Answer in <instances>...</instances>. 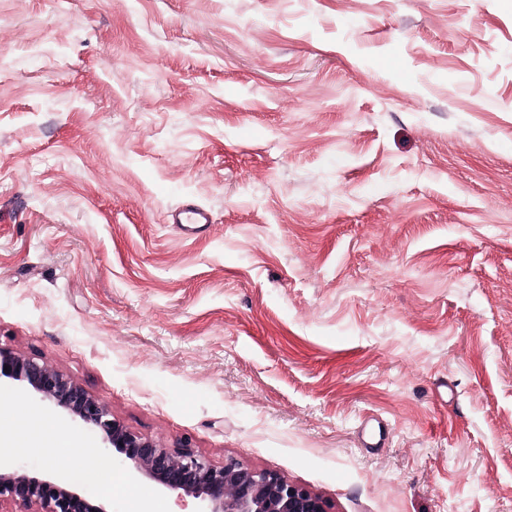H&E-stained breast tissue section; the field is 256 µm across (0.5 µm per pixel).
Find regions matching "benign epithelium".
Returning a JSON list of instances; mask_svg holds the SVG:
<instances>
[{
  "mask_svg": "<svg viewBox=\"0 0 512 512\" xmlns=\"http://www.w3.org/2000/svg\"><path fill=\"white\" fill-rule=\"evenodd\" d=\"M2 377L30 388L40 399L99 433L104 443L123 456L133 474L152 479L169 493L198 500L201 512H328L321 497L278 474L245 468L232 458L218 467L188 441L178 448H163L130 432L99 399L34 358L0 348ZM2 501L35 506V512H109L82 497L66 476H32L7 461L0 463Z\"/></svg>",
  "mask_w": 512,
  "mask_h": 512,
  "instance_id": "7a95c632",
  "label": "benign epithelium"
}]
</instances>
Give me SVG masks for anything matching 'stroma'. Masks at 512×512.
<instances>
[{"mask_svg": "<svg viewBox=\"0 0 512 512\" xmlns=\"http://www.w3.org/2000/svg\"><path fill=\"white\" fill-rule=\"evenodd\" d=\"M0 347L329 512H512V0H0ZM172 224H210L211 217L207 210L197 205H186L170 216Z\"/></svg>", "mask_w": 512, "mask_h": 512, "instance_id": "obj_1", "label": "stroma"}]
</instances>
